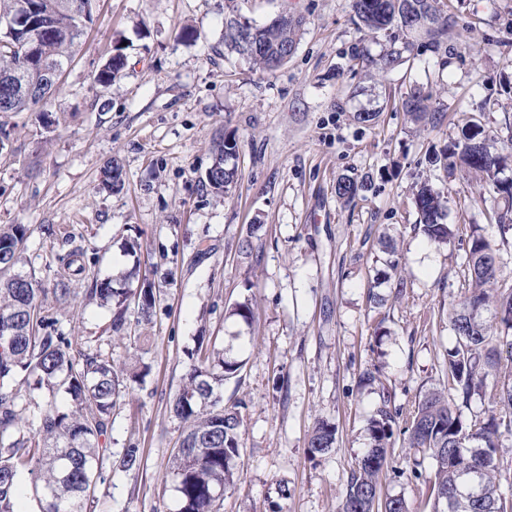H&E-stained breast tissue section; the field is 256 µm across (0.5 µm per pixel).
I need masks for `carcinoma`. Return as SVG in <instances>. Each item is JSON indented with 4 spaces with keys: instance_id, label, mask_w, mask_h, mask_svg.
Returning a JSON list of instances; mask_svg holds the SVG:
<instances>
[{
    "instance_id": "obj_1",
    "label": "carcinoma",
    "mask_w": 512,
    "mask_h": 512,
    "mask_svg": "<svg viewBox=\"0 0 512 512\" xmlns=\"http://www.w3.org/2000/svg\"><path fill=\"white\" fill-rule=\"evenodd\" d=\"M407 0H352L359 28L368 33L396 31L400 45L392 47L374 64L388 69L415 47L416 33L423 32L434 48L448 40L453 21L433 5L431 27L406 28L402 7ZM34 7L28 20L8 28L4 22L17 18L24 5ZM96 0H0V112H34L51 96L52 88L19 93L10 81L41 82L45 70H65L88 23ZM253 50L240 40L224 35V43L250 59L258 68L272 72L290 58L297 46L301 23L285 26L271 20L263 26L247 25ZM126 67L125 56H112L95 74L101 87ZM403 107L413 118L427 112L420 89L410 91ZM237 145L225 140L215 148L213 180L206 182L217 196L236 182L238 169L229 161ZM512 160V152H491L483 127L472 123L459 138L436 155L446 171L458 167L482 176L491 202L502 199L512 210V179L501 177ZM101 184L109 190L123 186L121 164L113 160L101 172ZM367 187L364 179L342 176L336 196L352 202ZM417 213L415 228L434 244H445L454 236L445 223L446 210L429 182L419 184L413 194ZM501 245L492 243L477 224L470 225L466 285L463 299L448 311L450 329L456 337L448 350V390H432L419 399L405 421L408 445L435 462L432 512H512V499L498 493V476L512 470L504 457L502 438L512 436V371L503 376L493 395L492 408L466 422L459 404L486 394L487 380L499 372L502 351L512 355V285H496L504 265L502 246L512 238V215L492 211ZM28 238L22 224L0 226V512H20L23 496L19 487L23 474L30 475L39 512H90L104 461L112 449L102 443L112 423V413L132 384L144 380L148 366L133 358L128 368L117 370L112 357L82 349L83 337L67 336L56 328L47 298L56 305L72 295L71 277L62 275L54 287L43 288L33 277L14 272ZM89 296L112 312V331L127 332L129 339L143 344V330L156 314V291L152 282L131 292L112 286V280L95 281ZM243 363L204 344L189 354V363L172 412L183 424L178 450L170 462V473L178 497L177 512H220L218 492L232 482V462L241 447L239 412L224 407L216 388L238 376ZM45 388L51 399L40 414L38 432L21 433L23 401L32 389ZM400 414L387 406L371 416L368 431L371 446L352 467L342 512H408L401 497L381 496L378 477L389 462L394 425ZM335 427L318 424L307 443L312 456L333 447ZM142 452L134 444L118 454L116 463L126 471L140 468Z\"/></svg>"
}]
</instances>
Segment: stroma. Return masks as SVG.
Listing matches in <instances>:
<instances>
[{"label":"stroma","mask_w":512,"mask_h":512,"mask_svg":"<svg viewBox=\"0 0 512 512\" xmlns=\"http://www.w3.org/2000/svg\"><path fill=\"white\" fill-rule=\"evenodd\" d=\"M442 3L456 21L447 44L381 70L353 60L362 50L381 57L391 41L358 31L352 0H97L46 112L0 113V225L29 230L19 271L50 288L55 255L85 254L75 296L56 312L60 328L124 367L137 349L87 290L96 278L135 289L146 277L160 290L150 372L108 430L113 451L141 448V467L105 465L94 512H174L169 466L183 424L169 404L200 337L244 363L221 389L242 418L221 512H341L376 408L406 417L446 386L448 310L463 294L469 227L499 234L480 176L446 173L434 158L474 122L492 151L512 149V0ZM285 11L305 25L275 72L225 46V17L265 24ZM185 24L195 41L180 40ZM117 48L125 69L110 87L94 84ZM414 87L428 98L419 121L402 106ZM361 112L374 120L359 122ZM225 137L238 144L239 180L217 197L203 177ZM114 159L118 192L100 181ZM346 175L368 180L349 204L335 192ZM424 180L457 227L440 246L414 229L412 193ZM244 300L247 322L230 313ZM368 369L379 378L361 384ZM321 421L336 441L313 457L307 441ZM393 441L382 495L431 512L432 460L402 432Z\"/></svg>","instance_id":"stroma-1"}]
</instances>
